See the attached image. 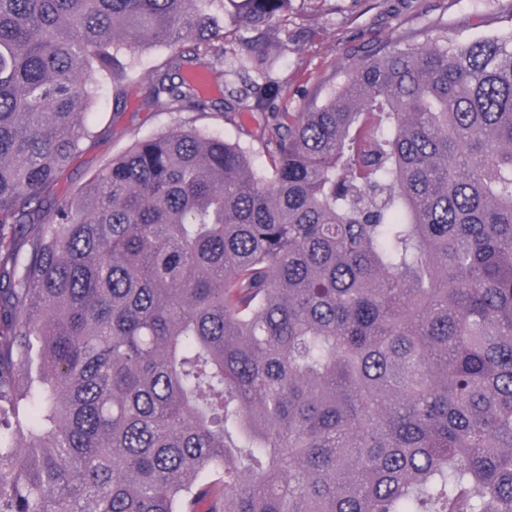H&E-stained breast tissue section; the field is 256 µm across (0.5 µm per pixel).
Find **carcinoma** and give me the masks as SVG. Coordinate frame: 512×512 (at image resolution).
Wrapping results in <instances>:
<instances>
[{"mask_svg":"<svg viewBox=\"0 0 512 512\" xmlns=\"http://www.w3.org/2000/svg\"><path fill=\"white\" fill-rule=\"evenodd\" d=\"M292 2L0 0V512H512V30L47 204L99 83L204 116L226 5L247 84Z\"/></svg>","mask_w":512,"mask_h":512,"instance_id":"1","label":"carcinoma"}]
</instances>
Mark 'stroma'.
Masks as SVG:
<instances>
[{"mask_svg":"<svg viewBox=\"0 0 512 512\" xmlns=\"http://www.w3.org/2000/svg\"><path fill=\"white\" fill-rule=\"evenodd\" d=\"M443 25L452 40L500 33L512 26V0H294L287 20L275 23L274 40L257 73L260 80L282 86L278 111L303 112L359 61L403 40H425ZM181 120L179 113L144 106L133 94L115 102L111 89L100 85L88 117L95 134L59 174L48 201L72 197L91 173L123 153L133 137L163 133ZM198 125L251 148L255 167L268 169L269 158L257 139L258 122L247 109L228 114L212 110Z\"/></svg>","mask_w":512,"mask_h":512,"instance_id":"obj_1","label":"stroma"}]
</instances>
